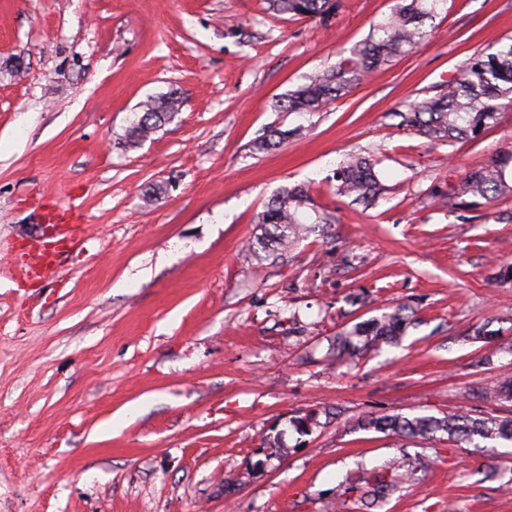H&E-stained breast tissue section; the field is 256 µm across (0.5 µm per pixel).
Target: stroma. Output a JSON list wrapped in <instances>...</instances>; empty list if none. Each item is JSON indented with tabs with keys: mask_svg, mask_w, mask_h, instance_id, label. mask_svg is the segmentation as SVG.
Here are the masks:
<instances>
[{
	"mask_svg": "<svg viewBox=\"0 0 512 512\" xmlns=\"http://www.w3.org/2000/svg\"><path fill=\"white\" fill-rule=\"evenodd\" d=\"M397 3L322 21L265 0H0V512H331L405 452L425 472L370 512H512L511 444L363 426L512 412L482 392L512 371V190L456 200L493 162L512 187V103L452 143L401 118L512 39V0H446L332 104L277 107ZM172 91L175 118L128 146L140 103ZM273 130L284 144L255 150ZM359 153L385 187L369 205L336 194ZM295 184L333 221L259 258L255 217ZM64 210L80 242L54 279L21 277ZM399 304L400 344L336 363L338 333Z\"/></svg>",
	"mask_w": 512,
	"mask_h": 512,
	"instance_id": "35a3bbf8",
	"label": "stroma"
}]
</instances>
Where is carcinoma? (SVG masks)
<instances>
[{"label":"carcinoma","mask_w":512,"mask_h":512,"mask_svg":"<svg viewBox=\"0 0 512 512\" xmlns=\"http://www.w3.org/2000/svg\"><path fill=\"white\" fill-rule=\"evenodd\" d=\"M442 3L444 0H400L391 17L378 26V37L356 45L351 58L308 77L305 84L279 102V109L313 112L336 100L363 77L415 48L426 37L424 20ZM268 4L276 14L307 18L324 19L336 10V0H268ZM511 95L512 43L502 45L496 41L469 57L460 78L435 95L413 102L401 117L407 126L432 140L452 142L474 138L495 124L502 108L501 100ZM180 106L179 98L172 95L143 102L140 115L129 129V141L135 144L149 138L175 117ZM374 167L373 160L366 156L357 154L347 158L336 168V193L354 202L373 201L382 193ZM508 191L512 192V187L505 185L500 167L485 165L465 176L458 193L459 204H468L465 200L468 195L491 201ZM257 223L263 231L250 248L270 257L283 255L299 239L305 225L329 224L331 219L316 209L307 188L292 185L281 187L270 197L258 214ZM408 324L402 306L363 322L338 338V359L348 361L364 349L394 342L404 335ZM355 337L359 342L353 341ZM486 394L491 398H512V375L499 378ZM365 428L405 437L443 432L451 440L469 444L477 439L512 442V417L474 416L463 410L443 417L372 416L365 421ZM424 468L419 457L401 458L392 464L389 474L380 476L373 488L362 490L359 502L367 507L371 499L390 496L400 485L418 480V472Z\"/></svg>","instance_id":"cac0c4a2"}]
</instances>
